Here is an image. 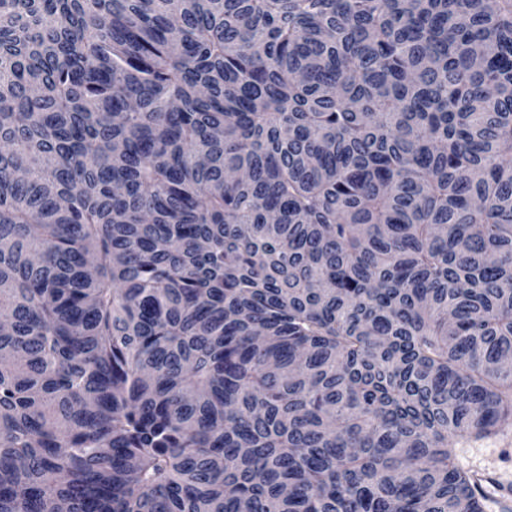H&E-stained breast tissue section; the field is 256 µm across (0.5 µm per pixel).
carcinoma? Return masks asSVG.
I'll use <instances>...</instances> for the list:
<instances>
[{
    "mask_svg": "<svg viewBox=\"0 0 512 512\" xmlns=\"http://www.w3.org/2000/svg\"><path fill=\"white\" fill-rule=\"evenodd\" d=\"M0 512H485L512 425V0H0ZM452 448L464 468L509 480L512 485V427L505 436L454 441Z\"/></svg>",
    "mask_w": 512,
    "mask_h": 512,
    "instance_id": "1",
    "label": "carcinoma"
}]
</instances>
